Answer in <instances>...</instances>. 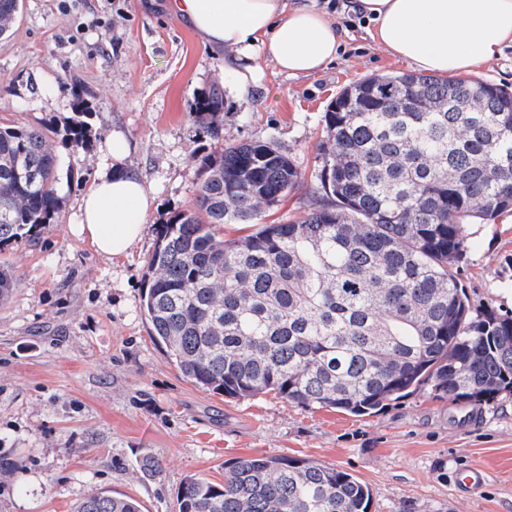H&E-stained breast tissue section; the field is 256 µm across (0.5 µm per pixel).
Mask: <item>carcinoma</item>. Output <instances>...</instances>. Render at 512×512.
I'll return each instance as SVG.
<instances>
[{"label":"carcinoma","instance_id":"cac0c4a2","mask_svg":"<svg viewBox=\"0 0 512 512\" xmlns=\"http://www.w3.org/2000/svg\"><path fill=\"white\" fill-rule=\"evenodd\" d=\"M20 0H0V36ZM202 114L224 111L214 84ZM83 108L63 136L88 143ZM315 177L332 204L241 241L216 235L277 206L303 179L267 141L197 159L191 208L161 225L141 312L178 370L232 398L370 416L430 388L480 406L512 393V316L472 313L454 267L465 225L512 212V90L409 73L344 88L323 116ZM61 161L34 127H0V249L34 241L60 208ZM17 279L0 267V300ZM350 473L289 456L241 458L224 483L190 475L178 512H368ZM73 512H140L98 491Z\"/></svg>","mask_w":512,"mask_h":512}]
</instances>
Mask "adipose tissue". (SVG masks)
Returning <instances> with one entry per match:
<instances>
[{
    "label": "adipose tissue",
    "mask_w": 512,
    "mask_h": 512,
    "mask_svg": "<svg viewBox=\"0 0 512 512\" xmlns=\"http://www.w3.org/2000/svg\"><path fill=\"white\" fill-rule=\"evenodd\" d=\"M210 48L232 50L227 67L256 74V58L288 75L314 74L336 60L345 29L316 0H171ZM375 25L374 40L419 72L454 77L495 60L512 44V0H353ZM129 144H106L112 170L93 179L73 234L108 257L128 255L153 206L141 178L120 166Z\"/></svg>",
    "instance_id": "ef3b65f1"
}]
</instances>
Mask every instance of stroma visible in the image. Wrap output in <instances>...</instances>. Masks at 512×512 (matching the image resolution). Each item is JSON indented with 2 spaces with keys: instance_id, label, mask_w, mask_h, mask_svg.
Listing matches in <instances>:
<instances>
[{
  "instance_id": "stroma-1",
  "label": "stroma",
  "mask_w": 512,
  "mask_h": 512,
  "mask_svg": "<svg viewBox=\"0 0 512 512\" xmlns=\"http://www.w3.org/2000/svg\"><path fill=\"white\" fill-rule=\"evenodd\" d=\"M169 3L22 0L0 38V123L63 129L75 85L90 128L85 149L54 140L80 176L60 182L52 224L0 250L19 280L0 303V512H72L100 489L134 498L141 512H177L186 476L220 483L237 459L279 455L349 472L368 485L369 512H512V394L472 410L426 389L355 417L272 392L206 391L153 343L140 312L146 260L161 224L192 207L197 158L218 145L195 115L198 99L222 84L223 143L272 142L302 170L300 185L260 217L280 224L323 201L314 174L337 94L372 74L413 70L375 43L371 24L335 10L347 36L333 64L292 77L264 59L259 84L243 85ZM96 16L101 26H91ZM115 132L131 145L124 168L155 208L130 255L111 260L69 227ZM465 234L457 277L472 310L512 315V220L472 223ZM473 467L484 483L461 492L457 476Z\"/></svg>"
}]
</instances>
